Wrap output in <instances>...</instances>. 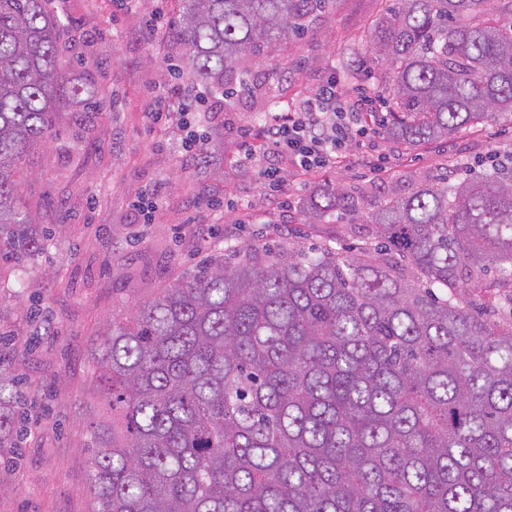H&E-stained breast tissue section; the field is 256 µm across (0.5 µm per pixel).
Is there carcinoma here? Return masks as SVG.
<instances>
[{"instance_id": "carcinoma-1", "label": "carcinoma", "mask_w": 512, "mask_h": 512, "mask_svg": "<svg viewBox=\"0 0 512 512\" xmlns=\"http://www.w3.org/2000/svg\"><path fill=\"white\" fill-rule=\"evenodd\" d=\"M51 2L0 0V267L49 235L20 185L57 135ZM393 2L366 46L378 129L414 148L512 115V0ZM332 3L179 0L166 35L228 98ZM356 202L326 186L309 216ZM370 223L380 250L220 254L106 324L92 512H512V157L393 187Z\"/></svg>"}]
</instances>
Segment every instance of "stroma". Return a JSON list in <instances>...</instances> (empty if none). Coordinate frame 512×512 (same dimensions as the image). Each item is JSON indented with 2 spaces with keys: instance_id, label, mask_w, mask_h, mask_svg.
<instances>
[{
  "instance_id": "1",
  "label": "stroma",
  "mask_w": 512,
  "mask_h": 512,
  "mask_svg": "<svg viewBox=\"0 0 512 512\" xmlns=\"http://www.w3.org/2000/svg\"><path fill=\"white\" fill-rule=\"evenodd\" d=\"M387 6L335 0L313 32L249 61L256 95L228 105L209 94L197 157L183 151L178 124L148 117L173 79L193 83L183 50L145 33L153 12L173 14L177 0H137L131 9L117 0H55L70 44L59 60V133L31 147L21 195L35 222L60 217L65 227L28 267L0 269V373L17 382L0 411L10 428L0 439V512H90L88 428L106 410L93 390L89 342L114 313L248 244L356 250L370 242L369 218L390 188L407 193L420 175L454 178L467 166L479 174L489 156L512 152V120L497 118L414 149L372 133L309 175L266 154L237 163L235 129L259 135L270 113L294 110L320 80L339 74ZM90 100L111 107L87 132L71 117ZM271 165L283 170L288 209L264 194L260 170ZM323 185L359 195L356 216L335 211L307 223L303 203ZM139 190L158 197L146 224L133 220Z\"/></svg>"
}]
</instances>
